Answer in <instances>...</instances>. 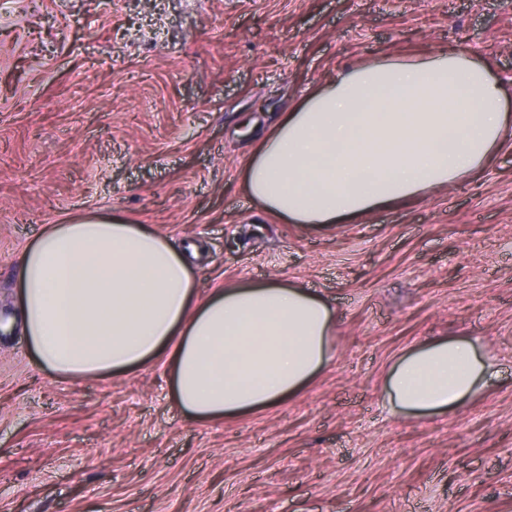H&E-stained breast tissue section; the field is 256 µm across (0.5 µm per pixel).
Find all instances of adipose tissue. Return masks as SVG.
I'll use <instances>...</instances> for the list:
<instances>
[{"instance_id":"adipose-tissue-1","label":"adipose tissue","mask_w":512,"mask_h":512,"mask_svg":"<svg viewBox=\"0 0 512 512\" xmlns=\"http://www.w3.org/2000/svg\"><path fill=\"white\" fill-rule=\"evenodd\" d=\"M512 137L501 81L466 51L385 58L308 92L260 141L249 196L294 224H348L491 163ZM26 338L75 379L167 354L183 412L211 421L275 406L332 361L334 310L305 288L236 283L196 300L188 252L143 224H53L20 270ZM499 376L466 337L403 354L385 390L400 416L444 414Z\"/></svg>"}]
</instances>
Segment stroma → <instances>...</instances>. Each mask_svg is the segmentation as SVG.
<instances>
[{"mask_svg":"<svg viewBox=\"0 0 512 512\" xmlns=\"http://www.w3.org/2000/svg\"><path fill=\"white\" fill-rule=\"evenodd\" d=\"M0 12V512H512V140L483 171L351 224H286L242 169L336 71L463 49L505 85L512 0H10ZM97 214L195 245L198 299L279 279L336 311L282 403L187 418L165 358L71 379L22 330L18 269ZM467 336L501 379L444 416L384 379Z\"/></svg>","mask_w":512,"mask_h":512,"instance_id":"35a3bbf8","label":"stroma"}]
</instances>
